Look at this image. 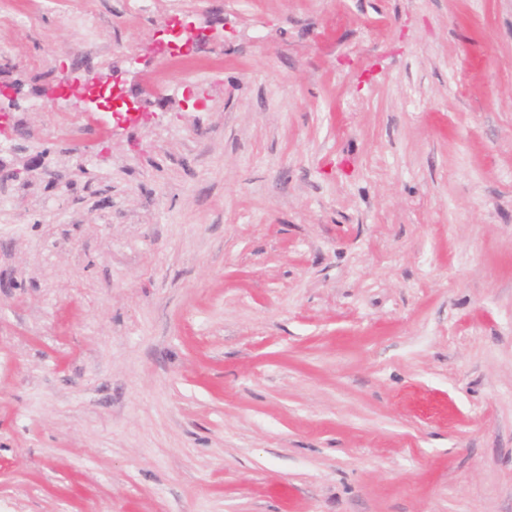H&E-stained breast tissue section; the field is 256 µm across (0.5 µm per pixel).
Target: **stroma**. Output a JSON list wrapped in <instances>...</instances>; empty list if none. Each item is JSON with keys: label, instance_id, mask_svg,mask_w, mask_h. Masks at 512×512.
I'll return each instance as SVG.
<instances>
[{"label": "stroma", "instance_id": "1", "mask_svg": "<svg viewBox=\"0 0 512 512\" xmlns=\"http://www.w3.org/2000/svg\"><path fill=\"white\" fill-rule=\"evenodd\" d=\"M127 2L0 0V512H512V0Z\"/></svg>", "mask_w": 512, "mask_h": 512}]
</instances>
